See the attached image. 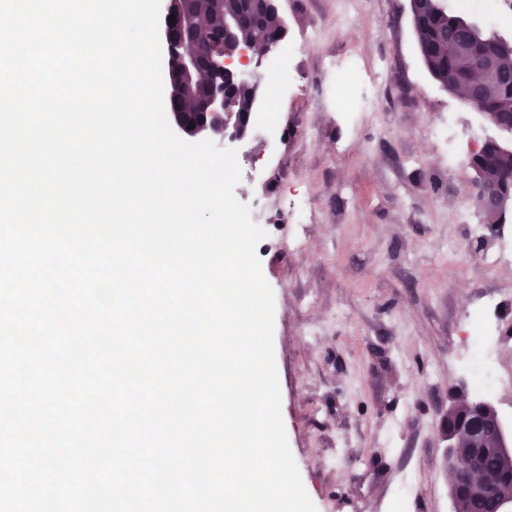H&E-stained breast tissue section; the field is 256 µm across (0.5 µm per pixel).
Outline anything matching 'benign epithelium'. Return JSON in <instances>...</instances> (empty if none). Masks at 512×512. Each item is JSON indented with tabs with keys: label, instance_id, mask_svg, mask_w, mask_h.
I'll return each mask as SVG.
<instances>
[{
	"label": "benign epithelium",
	"instance_id": "7a95c632",
	"mask_svg": "<svg viewBox=\"0 0 512 512\" xmlns=\"http://www.w3.org/2000/svg\"><path fill=\"white\" fill-rule=\"evenodd\" d=\"M187 0H168L166 15H175V23L164 22V35L169 70L181 78L182 87L190 89L204 86L203 112L199 122L192 120L185 112H173L171 118L184 133L190 136L205 134L218 145L230 142H246L261 135L253 112H237L230 99L231 89L239 85L258 86L257 71L252 68L255 55L254 39L238 43L235 53L226 56L214 52L202 59L191 49V45L201 30L197 15L186 7ZM421 0H408V11L416 44H421L426 31L420 19ZM279 14L278 0H242L237 9L221 17L219 28L223 38L233 40L243 27L252 34L264 35L262 54L266 55L284 41L287 33L285 20H280L281 33L275 37L265 35L262 19L267 14ZM462 24L469 30L472 40L483 50L473 54L465 46H457L458 53L470 61L467 75L456 69L448 71V82L442 88L450 94L462 80L469 83L466 102L477 112L484 111L487 98L495 85L503 79L512 83V71L506 73L499 66V57L505 52L512 53V39L505 36L487 34L483 25L476 19H466ZM500 119L494 127L502 135H512V102H499ZM194 128H189V125ZM474 181L490 182L489 192L481 195L478 204L493 217V222H503L506 212L512 208V191L493 184V178L478 170L474 171ZM448 411L459 416L453 428L443 427L440 434L446 442L444 467L452 479L449 483V496L453 512H458L461 495L478 496L487 486L481 469L487 456L512 461V426L507 425L496 407L487 401L452 404Z\"/></svg>",
	"mask_w": 512,
	"mask_h": 512
}]
</instances>
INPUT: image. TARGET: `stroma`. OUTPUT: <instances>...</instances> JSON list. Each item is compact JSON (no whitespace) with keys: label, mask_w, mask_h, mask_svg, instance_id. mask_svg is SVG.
<instances>
[{"label":"stroma","mask_w":512,"mask_h":512,"mask_svg":"<svg viewBox=\"0 0 512 512\" xmlns=\"http://www.w3.org/2000/svg\"><path fill=\"white\" fill-rule=\"evenodd\" d=\"M288 33L258 69L269 137L238 145L237 199L289 216L257 255L275 293L288 443L316 512H452L439 430L486 399L512 423V262L468 159L494 128L428 73L408 0H278ZM377 79L336 102L328 60ZM459 132L448 161V128ZM494 336L477 390L467 317Z\"/></svg>","instance_id":"1"}]
</instances>
